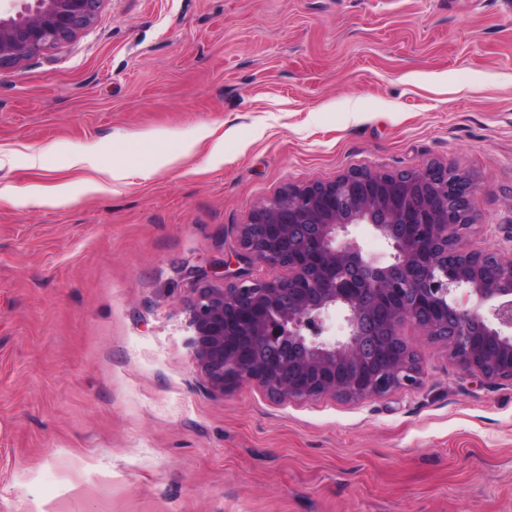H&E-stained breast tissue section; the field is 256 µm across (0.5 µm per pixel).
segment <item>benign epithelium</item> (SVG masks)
Instances as JSON below:
<instances>
[{"label": "benign epithelium", "instance_id": "obj_1", "mask_svg": "<svg viewBox=\"0 0 512 512\" xmlns=\"http://www.w3.org/2000/svg\"><path fill=\"white\" fill-rule=\"evenodd\" d=\"M104 0H33L0 16V69L91 27ZM470 178L442 165L350 171L287 186L240 225V258L288 274L204 286L187 307L188 338L210 386L255 382L277 398L382 395L419 382L407 323L441 336L487 381L512 378V257L458 247L476 220ZM370 224L390 260L363 254L349 227ZM345 333L324 336L330 311Z\"/></svg>", "mask_w": 512, "mask_h": 512}]
</instances>
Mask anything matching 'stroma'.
Wrapping results in <instances>:
<instances>
[{"instance_id":"stroma-1","label":"stroma","mask_w":512,"mask_h":512,"mask_svg":"<svg viewBox=\"0 0 512 512\" xmlns=\"http://www.w3.org/2000/svg\"><path fill=\"white\" fill-rule=\"evenodd\" d=\"M433 163L512 252V0H105L1 69L0 512H512V380L446 341L404 326L421 384L362 399L218 393L186 344L263 201Z\"/></svg>"}]
</instances>
